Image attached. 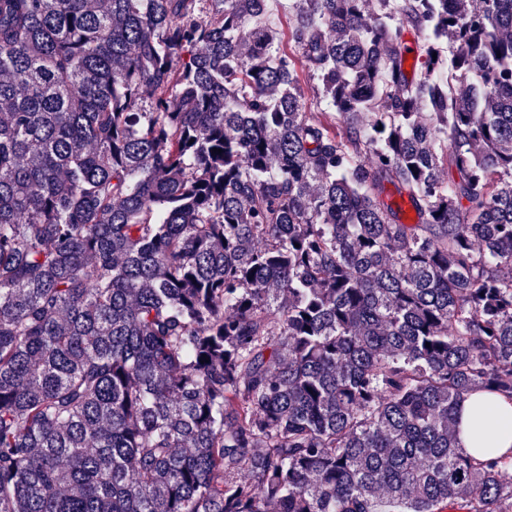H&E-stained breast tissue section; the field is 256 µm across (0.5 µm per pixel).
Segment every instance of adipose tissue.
<instances>
[{"label":"adipose tissue","mask_w":512,"mask_h":512,"mask_svg":"<svg viewBox=\"0 0 512 512\" xmlns=\"http://www.w3.org/2000/svg\"><path fill=\"white\" fill-rule=\"evenodd\" d=\"M458 446L471 456L512 449V400L487 391L466 393L458 408Z\"/></svg>","instance_id":"obj_1"}]
</instances>
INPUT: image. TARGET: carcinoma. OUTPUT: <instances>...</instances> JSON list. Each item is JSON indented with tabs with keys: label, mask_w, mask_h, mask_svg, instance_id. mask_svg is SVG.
Returning a JSON list of instances; mask_svg holds the SVG:
<instances>
[{
	"label": "carcinoma",
	"mask_w": 512,
	"mask_h": 512,
	"mask_svg": "<svg viewBox=\"0 0 512 512\" xmlns=\"http://www.w3.org/2000/svg\"><path fill=\"white\" fill-rule=\"evenodd\" d=\"M474 390L512 0H0V512H512ZM458 411V446L464 453L481 457L485 454L503 455L512 449L510 399L487 391L469 392L463 396ZM491 418L501 420L503 425L487 427V420Z\"/></svg>",
	"instance_id": "obj_1"
}]
</instances>
